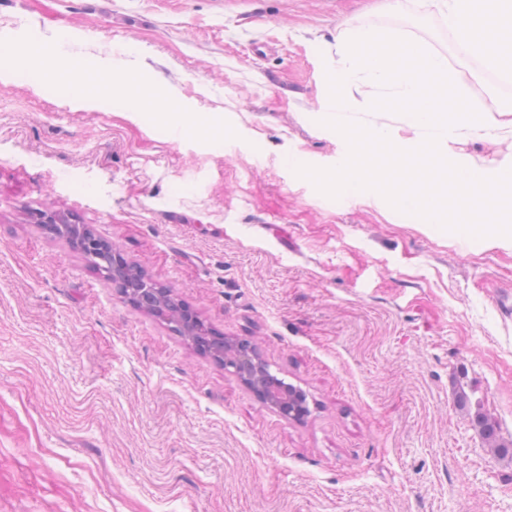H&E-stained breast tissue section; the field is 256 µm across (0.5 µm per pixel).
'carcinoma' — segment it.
<instances>
[{
  "mask_svg": "<svg viewBox=\"0 0 512 512\" xmlns=\"http://www.w3.org/2000/svg\"><path fill=\"white\" fill-rule=\"evenodd\" d=\"M53 230L69 241L83 243L82 252L90 265L116 282L124 296L133 304L142 303L147 296L153 299L149 313L169 323L176 332L192 343H197V335L189 332L186 310L169 288L154 283L142 270L123 263L117 264L112 250L99 244L92 231L83 224H56ZM473 422L479 428L486 445L497 453H508V448L500 441L498 423L487 413L478 412Z\"/></svg>",
  "mask_w": 512,
  "mask_h": 512,
  "instance_id": "1",
  "label": "carcinoma"
}]
</instances>
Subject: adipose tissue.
<instances>
[{
	"label": "adipose tissue",
	"instance_id": "ef3b65f1",
	"mask_svg": "<svg viewBox=\"0 0 512 512\" xmlns=\"http://www.w3.org/2000/svg\"><path fill=\"white\" fill-rule=\"evenodd\" d=\"M455 42L466 54L485 59L495 68L512 72V0H436ZM81 68L84 78L73 90L74 98L93 104L104 96L137 89L141 105L151 106L162 96L160 86H138L133 72L118 74L104 63L76 64L64 54L50 55L42 64L45 72Z\"/></svg>",
	"mask_w": 512,
	"mask_h": 512
}]
</instances>
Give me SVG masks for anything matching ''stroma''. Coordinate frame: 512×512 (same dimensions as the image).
Instances as JSON below:
<instances>
[{
  "instance_id": "35a3bbf8",
  "label": "stroma",
  "mask_w": 512,
  "mask_h": 512,
  "mask_svg": "<svg viewBox=\"0 0 512 512\" xmlns=\"http://www.w3.org/2000/svg\"><path fill=\"white\" fill-rule=\"evenodd\" d=\"M356 29L446 56L476 109L504 97L433 0H0V512H512V455L455 398L512 442V247L294 172L348 152L323 119ZM59 47L223 113V134L171 138L130 95L79 106L72 73L35 92L28 54ZM373 100L354 88L347 120L408 136ZM448 158L500 174L512 133ZM46 209L258 343L309 414L127 301ZM473 422L479 428L486 445L497 453H511L510 448L500 441L497 421L488 413L477 412Z\"/></svg>"
}]
</instances>
